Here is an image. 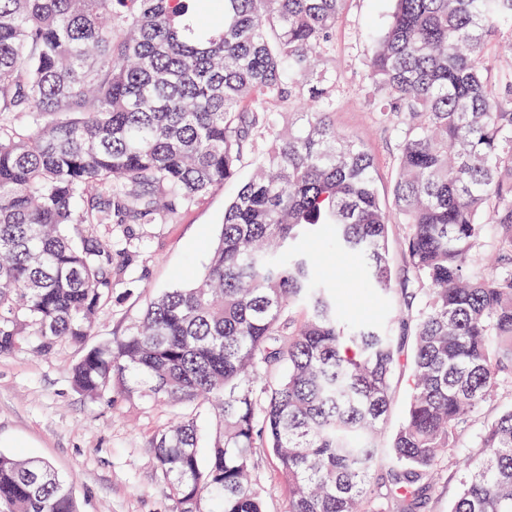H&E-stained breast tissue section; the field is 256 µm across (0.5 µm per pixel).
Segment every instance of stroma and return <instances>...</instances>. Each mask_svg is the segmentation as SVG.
I'll use <instances>...</instances> for the list:
<instances>
[{
  "label": "stroma",
  "mask_w": 512,
  "mask_h": 512,
  "mask_svg": "<svg viewBox=\"0 0 512 512\" xmlns=\"http://www.w3.org/2000/svg\"><path fill=\"white\" fill-rule=\"evenodd\" d=\"M393 10V0H346L328 53L337 75L334 127L370 152L376 188L386 200L396 178L398 140L368 105L364 90L374 43ZM267 147V139L258 138L237 175L203 203L157 224L134 225L143 247L104 300L93 343L123 333L139 320L157 293L187 285L203 271L221 232L225 207ZM304 247L326 273L342 314L371 319L400 335L398 293L366 297L353 286L351 260L338 255L319 236L308 239ZM83 354L82 347L63 341L47 356L19 352L0 357V453L49 462L71 484L80 512H170L150 440L183 416V407L125 401L111 405L83 395L71 383V367ZM253 459L256 490L266 512H288L287 478L267 449H254ZM458 486L454 459L442 456L420 512H448Z\"/></svg>",
  "instance_id": "stroma-1"
}]
</instances>
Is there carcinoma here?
Segmentation results:
<instances>
[{
	"mask_svg": "<svg viewBox=\"0 0 512 512\" xmlns=\"http://www.w3.org/2000/svg\"><path fill=\"white\" fill-rule=\"evenodd\" d=\"M343 3L0 0L1 357L89 341L124 274L115 256L141 248L128 234L119 251L94 225L157 224L271 138L200 277L71 370L93 398L187 408L150 441L172 512H264L260 444L288 479V512H416L441 451L478 422L449 512H512V406L483 419L512 387V65L493 64L512 0H395L365 92L399 141L391 210L368 150L329 120L336 71L317 61ZM213 9L217 27L203 22ZM273 103L302 107L301 124L278 132ZM394 216L408 353L337 313L298 247L329 230L359 261L353 286L384 295ZM400 369L409 396L384 478L376 435ZM0 512L78 508L49 463L0 453ZM404 235L405 226L398 218H395L389 226L388 249L393 266L401 278L407 276V268L404 261Z\"/></svg>",
	"mask_w": 512,
	"mask_h": 512,
	"instance_id": "obj_1",
	"label": "carcinoma"
}]
</instances>
